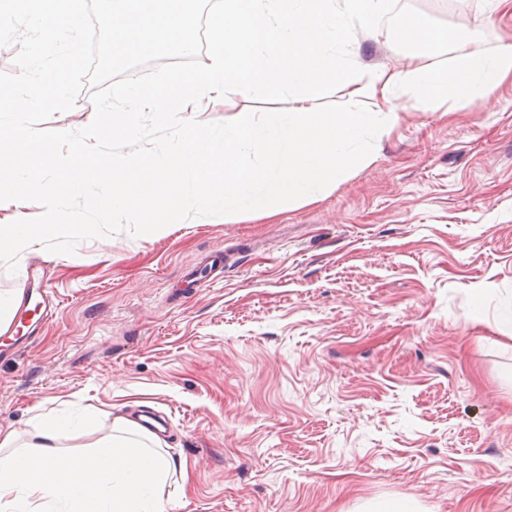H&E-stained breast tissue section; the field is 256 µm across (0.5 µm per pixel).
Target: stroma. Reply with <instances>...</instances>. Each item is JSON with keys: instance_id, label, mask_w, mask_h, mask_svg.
<instances>
[{"instance_id": "stroma-1", "label": "stroma", "mask_w": 512, "mask_h": 512, "mask_svg": "<svg viewBox=\"0 0 512 512\" xmlns=\"http://www.w3.org/2000/svg\"><path fill=\"white\" fill-rule=\"evenodd\" d=\"M405 2L483 16L461 52L512 43V5ZM357 52L371 73L406 57L387 34ZM397 103L372 163L316 202L0 262V435L97 409L60 441L80 452L115 416L161 413L187 468L168 512H512V83L489 108ZM40 263L56 318L14 348Z\"/></svg>"}]
</instances>
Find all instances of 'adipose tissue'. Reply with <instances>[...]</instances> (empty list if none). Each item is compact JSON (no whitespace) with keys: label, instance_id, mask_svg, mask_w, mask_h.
Returning a JSON list of instances; mask_svg holds the SVG:
<instances>
[{"label":"adipose tissue","instance_id":"adipose-tissue-1","mask_svg":"<svg viewBox=\"0 0 512 512\" xmlns=\"http://www.w3.org/2000/svg\"><path fill=\"white\" fill-rule=\"evenodd\" d=\"M95 421L91 412L76 422L44 418L21 446L1 437L0 512H166L177 463L137 441L138 427L125 418L115 417L111 435L86 451L61 449L66 430Z\"/></svg>","mask_w":512,"mask_h":512}]
</instances>
